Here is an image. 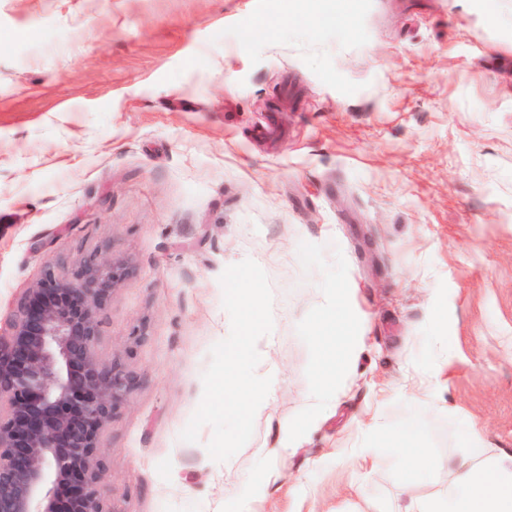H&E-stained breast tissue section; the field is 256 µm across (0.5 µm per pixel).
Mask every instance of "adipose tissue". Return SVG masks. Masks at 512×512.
Instances as JSON below:
<instances>
[{"mask_svg": "<svg viewBox=\"0 0 512 512\" xmlns=\"http://www.w3.org/2000/svg\"><path fill=\"white\" fill-rule=\"evenodd\" d=\"M467 437L474 452L454 463L447 499L399 498L391 512H512V454L486 456L482 434Z\"/></svg>", "mask_w": 512, "mask_h": 512, "instance_id": "adipose-tissue-1", "label": "adipose tissue"}]
</instances>
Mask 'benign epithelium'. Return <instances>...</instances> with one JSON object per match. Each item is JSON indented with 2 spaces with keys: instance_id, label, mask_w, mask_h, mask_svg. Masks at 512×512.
I'll return each mask as SVG.
<instances>
[{
  "instance_id": "7a95c632",
  "label": "benign epithelium",
  "mask_w": 512,
  "mask_h": 512,
  "mask_svg": "<svg viewBox=\"0 0 512 512\" xmlns=\"http://www.w3.org/2000/svg\"><path fill=\"white\" fill-rule=\"evenodd\" d=\"M124 279L96 257L69 278L46 264L0 333V512H109L100 438L128 377L95 347L99 312Z\"/></svg>"
}]
</instances>
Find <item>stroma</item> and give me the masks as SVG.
<instances>
[{
    "label": "stroma",
    "instance_id": "1",
    "mask_svg": "<svg viewBox=\"0 0 512 512\" xmlns=\"http://www.w3.org/2000/svg\"><path fill=\"white\" fill-rule=\"evenodd\" d=\"M91 256L126 271L95 348L130 379L108 512H382L411 415L410 492L446 497L469 425L512 454V0H0V326ZM247 258L274 382L220 463L180 434ZM398 448H392L395 453L401 454L405 460L410 482L422 481L426 478L429 470L428 457L423 448H410L406 444L404 434L398 437Z\"/></svg>",
    "mask_w": 512,
    "mask_h": 512
}]
</instances>
